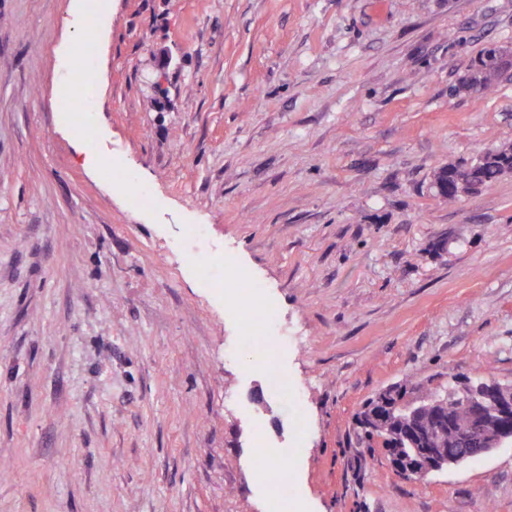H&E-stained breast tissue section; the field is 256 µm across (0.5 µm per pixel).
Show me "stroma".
<instances>
[{
	"label": "stroma",
	"instance_id": "stroma-1",
	"mask_svg": "<svg viewBox=\"0 0 512 512\" xmlns=\"http://www.w3.org/2000/svg\"><path fill=\"white\" fill-rule=\"evenodd\" d=\"M87 2L0 0V512H512L511 442L413 482L354 434L389 386L512 384V175L432 186L512 143V78L452 91L512 0H108L86 141L124 185L61 106ZM433 175L436 193L448 200V205H456L463 197L458 192L461 179L476 192L493 184L500 178L512 175V144L503 143L492 149L479 151L476 158L467 164L446 163ZM242 279H245L244 275L235 273V277L231 281L230 288H232V290L229 293V305L234 310H243L246 306H250V298L256 301L262 293V287L255 283L250 284L248 291H243L239 288Z\"/></svg>",
	"mask_w": 512,
	"mask_h": 512
}]
</instances>
